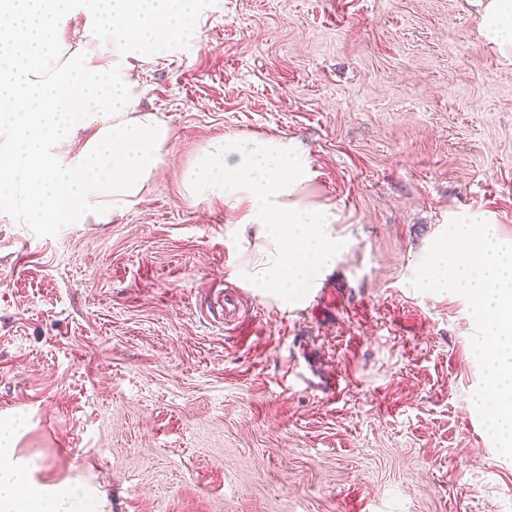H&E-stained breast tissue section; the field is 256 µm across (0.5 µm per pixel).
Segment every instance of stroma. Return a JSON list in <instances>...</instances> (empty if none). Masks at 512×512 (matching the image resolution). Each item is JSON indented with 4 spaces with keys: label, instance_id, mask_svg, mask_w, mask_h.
I'll return each instance as SVG.
<instances>
[{
    "label": "stroma",
    "instance_id": "1",
    "mask_svg": "<svg viewBox=\"0 0 512 512\" xmlns=\"http://www.w3.org/2000/svg\"><path fill=\"white\" fill-rule=\"evenodd\" d=\"M141 87L173 132L142 202L0 213V430L29 485L99 512H512L467 303L409 285L455 217L512 242V57L472 0H211ZM224 135L299 142L339 216L293 305L252 286L268 241L185 190Z\"/></svg>",
    "mask_w": 512,
    "mask_h": 512
}]
</instances>
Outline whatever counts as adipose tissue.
<instances>
[{"label":"adipose tissue","instance_id":"obj_1","mask_svg":"<svg viewBox=\"0 0 512 512\" xmlns=\"http://www.w3.org/2000/svg\"><path fill=\"white\" fill-rule=\"evenodd\" d=\"M482 34L512 54V0H475ZM206 0H0V210L32 224L108 221L139 203L172 146L171 128L142 110L140 67L198 39ZM82 14L100 52H70L66 27ZM311 158L276 137L222 136L184 173L190 196L245 205L242 224L276 248L255 287L291 300L341 250L333 206L308 193ZM19 464H0V512L22 496ZM33 512H95L77 492L32 493Z\"/></svg>","mask_w":512,"mask_h":512}]
</instances>
